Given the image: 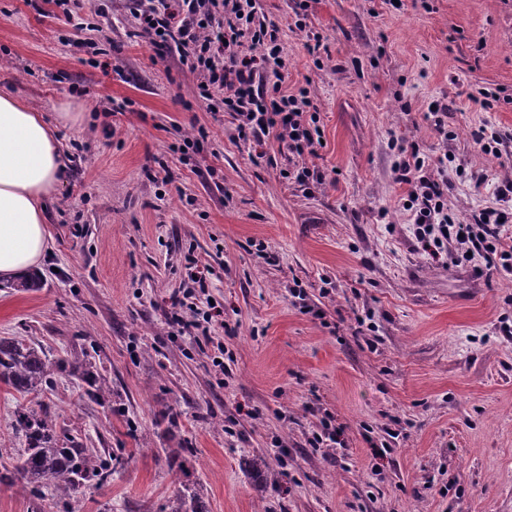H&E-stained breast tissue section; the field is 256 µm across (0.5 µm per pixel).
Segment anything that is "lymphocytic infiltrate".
Masks as SVG:
<instances>
[{"mask_svg": "<svg viewBox=\"0 0 512 512\" xmlns=\"http://www.w3.org/2000/svg\"><path fill=\"white\" fill-rule=\"evenodd\" d=\"M137 35L146 36L156 57L178 52L183 65L199 75V97L220 100L235 124L238 142L260 148L276 140L289 153L318 157L324 131L306 88L283 89L286 60L276 23L258 18L257 0H133ZM397 183L408 185L403 203L409 231L419 250L453 264L473 262L476 276H512V182L499 186V206L474 211L458 222L448 207V165L452 153L426 154L419 144L391 139ZM193 288L173 302L170 322L179 332L209 338L223 317L216 305L194 303L206 292V275L189 258Z\"/></svg>", "mask_w": 512, "mask_h": 512, "instance_id": "lymphocytic-infiltrate-1", "label": "lymphocytic infiltrate"}]
</instances>
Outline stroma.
Listing matches in <instances>:
<instances>
[{
    "mask_svg": "<svg viewBox=\"0 0 512 512\" xmlns=\"http://www.w3.org/2000/svg\"><path fill=\"white\" fill-rule=\"evenodd\" d=\"M294 3L260 0L280 28L285 89L307 88L318 106L326 179L311 194L280 177L289 154L276 141L272 165L234 142L231 118L207 112L178 57L153 62L127 0H83L84 29L52 0H0V90L50 120L66 101L83 113L59 131L41 286L0 288V336L90 366L111 389L90 401L58 370L39 399L57 431L126 459L68 512H171L187 488L207 512H512V335L499 330L512 279L415 251L388 149L403 138L486 174L477 192L449 173L459 220L493 202L512 162L475 149L471 131L512 132V0H309L303 32ZM310 32L328 46L318 64ZM481 88L499 97L494 110L470 101ZM435 101L449 106L446 144L424 118ZM116 103L126 109L114 116ZM200 127L204 151L175 153ZM160 160L170 183L148 176ZM190 252L237 328L213 330L233 356L226 377L214 344L169 324L192 286ZM296 283L323 319L294 306ZM26 403L0 385L2 465L23 446L13 423ZM326 422L344 447H311ZM388 428L400 435L376 456L370 442Z\"/></svg>",
    "mask_w": 512,
    "mask_h": 512,
    "instance_id": "obj_1",
    "label": "stroma"
}]
</instances>
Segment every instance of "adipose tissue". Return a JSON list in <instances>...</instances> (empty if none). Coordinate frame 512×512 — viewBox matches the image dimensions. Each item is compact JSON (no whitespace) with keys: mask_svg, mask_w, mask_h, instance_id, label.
Returning <instances> with one entry per match:
<instances>
[{"mask_svg":"<svg viewBox=\"0 0 512 512\" xmlns=\"http://www.w3.org/2000/svg\"><path fill=\"white\" fill-rule=\"evenodd\" d=\"M81 120V113L66 105L48 121L0 92V279L28 274L49 252L45 202L63 171L57 128Z\"/></svg>","mask_w":512,"mask_h":512,"instance_id":"obj_1","label":"adipose tissue"}]
</instances>
